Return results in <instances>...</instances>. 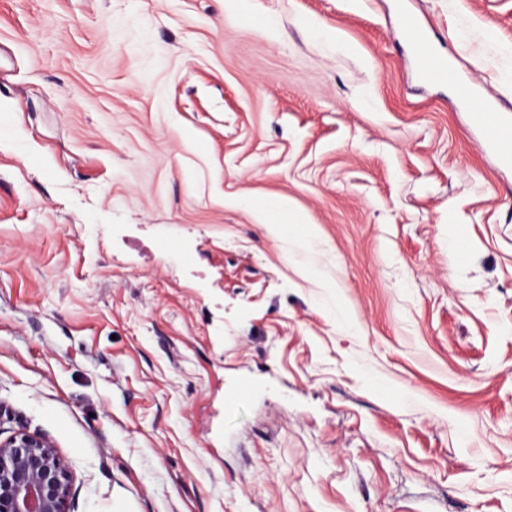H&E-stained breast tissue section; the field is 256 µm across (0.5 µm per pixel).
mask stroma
Segmentation results:
<instances>
[{"instance_id": "stroma-1", "label": "stroma", "mask_w": 512, "mask_h": 512, "mask_svg": "<svg viewBox=\"0 0 512 512\" xmlns=\"http://www.w3.org/2000/svg\"><path fill=\"white\" fill-rule=\"evenodd\" d=\"M404 10L512 106V0H0V439L70 512H512V167ZM402 28L415 36L418 53V66L421 77L426 82H446L455 81L459 85L460 102L469 106L470 103L479 95L478 87L475 84L459 82L458 75L448 70V62L442 58L436 57L427 48L426 40L419 34L418 27L410 15H404L401 18ZM265 227L274 236L287 235L294 239L301 246H307L310 239L314 236L315 227L311 224H264Z\"/></svg>"}]
</instances>
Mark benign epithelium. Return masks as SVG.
<instances>
[{
    "label": "benign epithelium",
    "mask_w": 512,
    "mask_h": 512,
    "mask_svg": "<svg viewBox=\"0 0 512 512\" xmlns=\"http://www.w3.org/2000/svg\"><path fill=\"white\" fill-rule=\"evenodd\" d=\"M72 478L47 438L17 432L0 441V512H70Z\"/></svg>",
    "instance_id": "obj_1"
}]
</instances>
